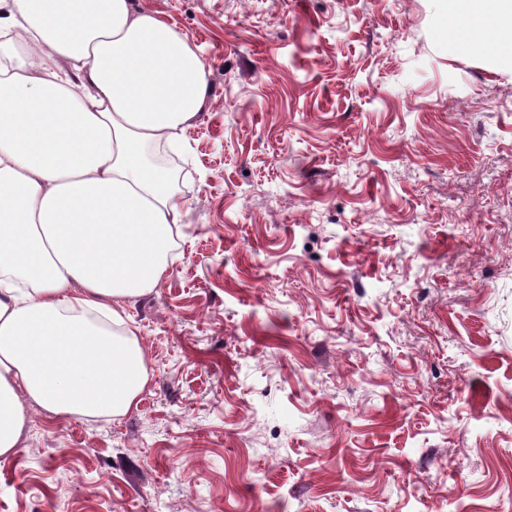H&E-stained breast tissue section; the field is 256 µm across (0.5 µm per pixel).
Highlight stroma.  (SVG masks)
<instances>
[{"instance_id": "stroma-1", "label": "stroma", "mask_w": 512, "mask_h": 512, "mask_svg": "<svg viewBox=\"0 0 512 512\" xmlns=\"http://www.w3.org/2000/svg\"><path fill=\"white\" fill-rule=\"evenodd\" d=\"M446 0H143L208 96L149 384L32 414L0 512H512V45Z\"/></svg>"}]
</instances>
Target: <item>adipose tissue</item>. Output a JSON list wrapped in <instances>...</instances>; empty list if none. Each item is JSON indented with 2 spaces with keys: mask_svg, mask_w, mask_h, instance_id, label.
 Listing matches in <instances>:
<instances>
[{
  "mask_svg": "<svg viewBox=\"0 0 512 512\" xmlns=\"http://www.w3.org/2000/svg\"><path fill=\"white\" fill-rule=\"evenodd\" d=\"M453 22L512 33V0H461ZM0 461L36 406L115 419L149 383L121 322L166 272L183 219L148 147L175 151L208 93L186 34L140 0H0Z\"/></svg>",
  "mask_w": 512,
  "mask_h": 512,
  "instance_id": "1",
  "label": "adipose tissue"
}]
</instances>
